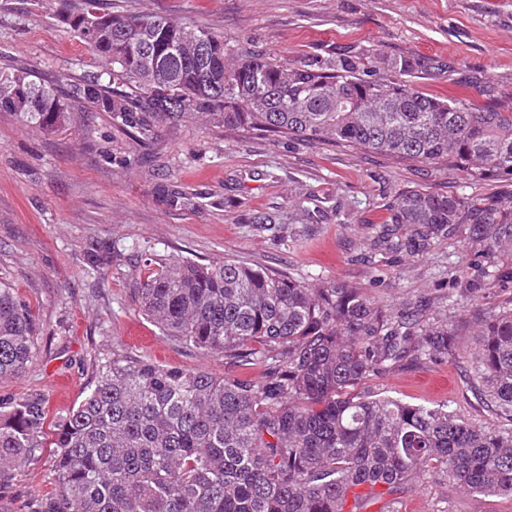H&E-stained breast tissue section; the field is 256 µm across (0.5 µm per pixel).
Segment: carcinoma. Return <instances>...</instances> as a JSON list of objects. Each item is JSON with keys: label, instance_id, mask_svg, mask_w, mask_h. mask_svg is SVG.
<instances>
[{"label": "carcinoma", "instance_id": "1", "mask_svg": "<svg viewBox=\"0 0 512 512\" xmlns=\"http://www.w3.org/2000/svg\"><path fill=\"white\" fill-rule=\"evenodd\" d=\"M63 22L112 70L64 86L31 66L0 71V110L53 130L78 104L105 112L142 143L186 119L273 136L328 141L390 157L461 167L475 182L512 178V110L439 99L412 87L417 63L330 54L302 65L265 55L224 62V35L151 13H114L82 0ZM159 201L191 206L172 184ZM386 248L420 251L452 224L478 244L512 243V212L464 197L409 190L390 209ZM410 229L403 235L401 228ZM103 273L112 250L88 256ZM141 311L162 333L246 366L258 381L187 372L117 351L94 386L53 427L58 488L47 512H340L351 488L386 494L443 474L459 492L512 497V428L476 426L447 405L363 394L372 373L448 356L470 359L471 386L512 422V308L486 317L477 351L461 325L416 311L391 316L348 283L314 288L241 261L144 259ZM38 358L27 306L0 283V379ZM43 401L0 405V473L42 447Z\"/></svg>", "mask_w": 512, "mask_h": 512}]
</instances>
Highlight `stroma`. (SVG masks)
Wrapping results in <instances>:
<instances>
[{
	"label": "stroma",
	"mask_w": 512,
	"mask_h": 512,
	"mask_svg": "<svg viewBox=\"0 0 512 512\" xmlns=\"http://www.w3.org/2000/svg\"><path fill=\"white\" fill-rule=\"evenodd\" d=\"M80 0H0V68L22 62L68 83L92 73L91 50L56 18ZM224 36L234 57L259 51L300 64L330 53L377 54L418 63L411 83L439 98L512 108V0H107ZM177 185L193 206L161 203L154 187ZM407 190L453 193L512 209V179L474 182L447 162L422 165L330 142H307L189 120L144 144L103 112L76 113L42 130L0 111V282L14 289L38 327L40 355L0 380V403L43 399L47 427L79 402L112 350L162 366L258 381L267 367L163 335L132 298L139 257L234 258L315 285L346 282L391 314L424 305L445 324L512 307V246L474 244L469 227L418 253L372 250L389 209ZM276 217L260 230L251 217ZM113 250L105 275L86 250ZM453 358L406 364L364 379L362 391L413 404H448L471 422L507 428L479 403ZM51 438L33 461L0 477L9 512H41L56 492ZM376 512H512V498L470 497L422 475Z\"/></svg>",
	"instance_id": "stroma-1"
}]
</instances>
